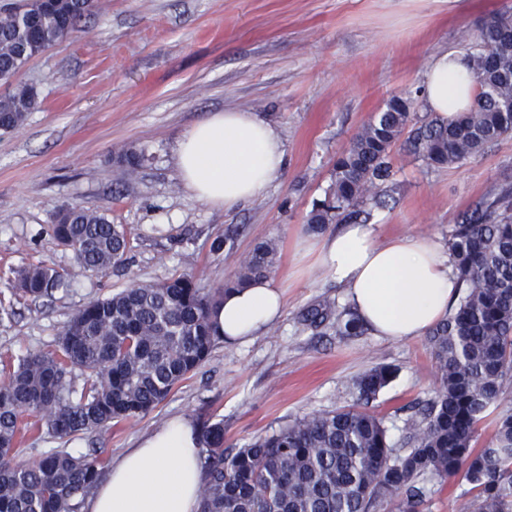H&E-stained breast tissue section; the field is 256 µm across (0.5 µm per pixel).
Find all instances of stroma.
Returning a JSON list of instances; mask_svg holds the SVG:
<instances>
[{
	"label": "stroma",
	"instance_id": "1",
	"mask_svg": "<svg viewBox=\"0 0 512 512\" xmlns=\"http://www.w3.org/2000/svg\"><path fill=\"white\" fill-rule=\"evenodd\" d=\"M505 11L512 0H97L76 33L0 83V94L25 85L41 102L20 126L0 130V358L57 350L78 309L140 283L187 273L218 287L261 239L278 244L273 277L285 299L269 332L218 343L147 414L69 441L30 433L16 461L93 452L105 471L178 415L202 428L223 422L225 447L240 448L295 419L357 406L354 379L379 364L399 373L368 410L401 445L406 406L437 386L427 339L301 329L297 317L312 301L344 299L316 263L310 245L320 236L306 231V215L337 155L388 96L419 90L432 53L464 49ZM229 108L273 125L286 165L260 197L226 211L182 188L174 147L193 124ZM126 149L145 156L132 175L116 161ZM394 166L396 202L376 214L379 240L443 241L463 212L512 182V137L459 168H426L400 144ZM75 205L127 226L129 265L102 275L74 265L52 224ZM229 233L233 248L213 250ZM33 265L62 274L53 297L19 295L18 274Z\"/></svg>",
	"mask_w": 512,
	"mask_h": 512
}]
</instances>
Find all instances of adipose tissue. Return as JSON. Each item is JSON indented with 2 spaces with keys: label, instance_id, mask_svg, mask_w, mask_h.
Returning a JSON list of instances; mask_svg holds the SVG:
<instances>
[{
  "label": "adipose tissue",
  "instance_id": "adipose-tissue-1",
  "mask_svg": "<svg viewBox=\"0 0 512 512\" xmlns=\"http://www.w3.org/2000/svg\"><path fill=\"white\" fill-rule=\"evenodd\" d=\"M429 111L444 120L470 111L477 78L465 52L435 54L423 74ZM285 150L277 129L257 113L216 112L187 130L175 148L184 188L232 210L260 196L279 176ZM317 261L342 288L351 309L375 335L400 340L425 334L448 314L460 290L451 258L432 236L378 241L373 224H345L317 246ZM282 290L262 278L224 295L211 313L218 335L245 343L282 315ZM202 437L188 417H175L112 464L83 512H200Z\"/></svg>",
  "mask_w": 512,
  "mask_h": 512
}]
</instances>
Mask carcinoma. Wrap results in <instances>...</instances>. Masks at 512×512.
Here are the masks:
<instances>
[{"label":"carcinoma","mask_w":512,"mask_h":512,"mask_svg":"<svg viewBox=\"0 0 512 512\" xmlns=\"http://www.w3.org/2000/svg\"><path fill=\"white\" fill-rule=\"evenodd\" d=\"M94 0H18L0 8V81L71 35ZM467 55L480 85L475 106L455 122L415 112L410 92L393 93L334 163L324 199L307 230L371 222L397 188L393 151L400 141L427 166L459 167L512 133V14L484 24ZM39 106L18 85L0 94V129L21 125ZM52 231L83 272L101 274L127 261L130 236L96 211L59 210ZM448 252L464 288L448 317L429 333L438 387L414 406L404 447L372 413L354 408L294 420L236 451H224V424L202 432L205 476L201 512H416L434 484L456 478L473 495V512H512V409L499 414L493 438L477 446L480 423L512 378V186L464 213L448 232ZM278 246L254 245L237 274L208 289L182 274L142 283L85 304L64 327L59 349L29 353L0 380V512H77L99 481L97 459L64 449L31 463L14 461L22 432L43 424L58 438L104 428L159 405L210 354L219 339L210 313L234 287L272 273ZM62 275L23 270L17 288L47 297ZM304 330L336 329L349 338L366 327L327 297L298 315ZM84 370L79 395L66 387L68 367ZM397 368L377 365L353 386L374 400Z\"/></svg>","instance_id":"obj_1"}]
</instances>
